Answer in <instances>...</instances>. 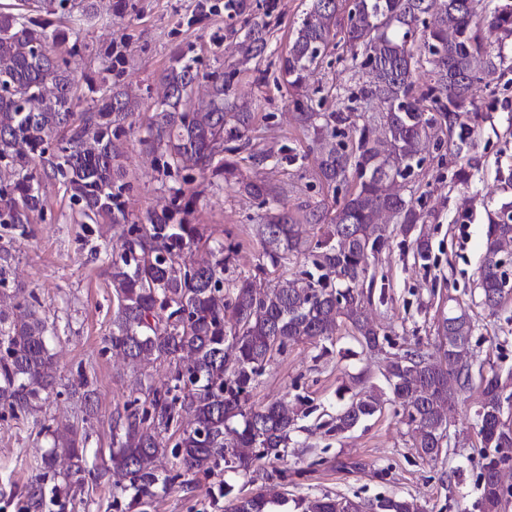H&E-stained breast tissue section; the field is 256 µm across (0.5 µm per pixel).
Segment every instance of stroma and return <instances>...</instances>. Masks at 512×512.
<instances>
[{
  "label": "stroma",
  "instance_id": "stroma-1",
  "mask_svg": "<svg viewBox=\"0 0 512 512\" xmlns=\"http://www.w3.org/2000/svg\"><path fill=\"white\" fill-rule=\"evenodd\" d=\"M225 2L98 0L96 18L67 16L54 25L68 33L63 61L80 108L90 104V77L131 89L138 98L123 137L122 159L123 200L133 220L144 221L149 212L169 205L173 189H182L193 200L190 222L204 230L210 245L232 254L226 281L247 276L255 287L266 288L300 267H275L264 257L255 233L264 212L259 200L235 183L208 174L170 177L154 163L145 140L161 75L179 51L195 56L201 72L231 73L233 92L249 102L254 114L245 140L233 143L241 176L284 187L293 210L331 202L333 195L319 173L309 134L294 120L298 104L332 111L343 105V92L363 84L367 75L335 38L303 88L293 90L281 60L309 0H251L250 11L242 15ZM254 24L266 26L269 51L259 61L237 66V42ZM474 103L483 116L478 137L438 140L414 186L422 197L425 222L420 230L430 243L431 262L415 261L412 236L394 232L376 265L371 312L387 336V353L414 346L431 352L438 343V319L447 314L450 299H458L477 323L470 340L475 359L505 372L512 370V299L490 313L479 302L476 280L487 213L503 195L498 173L512 167V84L496 79L481 84ZM254 146L273 148L276 155L255 165L249 158ZM462 166L471 174L468 183H451V173ZM42 193L44 209L31 224L0 228V249L12 256L10 282L33 294L55 327L58 386L36 414L16 417L0 408V512H27L28 488L39 478L45 487L43 512H228L230 501L222 494L227 483L238 494L263 486L292 498L402 494L415 498L424 512H464L476 501V393L459 398L448 414L461 447L435 462L419 457L403 409L394 402L345 437L326 434L323 424L336 407L341 382L363 372L377 386L385 384L381 358L361 354L345 332L327 355L306 341L289 343L249 391V405L284 399L304 411L286 459L260 460L246 475L218 468L193 475L184 485L159 484L142 507L114 496L115 478L108 470L112 412L139 397L141 385L162 386L166 368L156 364L136 371L113 354L112 285L105 258L118 242L110 230L75 223L57 185L44 184ZM82 374L94 391L90 414L76 391ZM68 422L83 424L89 435L83 479L65 478L62 463L55 477L41 478V459L51 445L43 428Z\"/></svg>",
  "mask_w": 512,
  "mask_h": 512
}]
</instances>
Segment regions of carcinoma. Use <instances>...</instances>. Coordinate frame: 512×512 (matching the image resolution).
Here are the masks:
<instances>
[{
	"mask_svg": "<svg viewBox=\"0 0 512 512\" xmlns=\"http://www.w3.org/2000/svg\"><path fill=\"white\" fill-rule=\"evenodd\" d=\"M347 3V23L339 18ZM480 0H310L282 60L288 84L298 89L319 63L336 29L352 60H361L369 81L350 91L347 101L383 103L384 109L358 123L354 108L338 112L297 113L312 134L320 172L333 193L345 189L332 218L319 205L302 214L281 204L282 192L264 181L245 190L267 205L258 232L265 258L274 266L307 255L310 270L279 279L265 289L249 279L224 295V272L232 256L209 249L210 259L194 264L185 251L207 246L198 225L176 214L190 205L148 213L146 223L130 220L122 201L121 140L134 101L125 90L87 79L93 105L76 111L74 82L49 46L59 48L67 34L48 31L51 15L90 17L97 0H21L0 9V226L31 223L41 209V187L63 189L81 223L112 227L121 241L108 257L112 283V349L133 364L167 365L163 389L145 386L136 398L112 413L110 470L120 477L116 495L141 501L159 483L157 462L179 460L176 477L210 473L222 466L249 471L263 457L287 456L291 434L302 414L297 405L277 400L247 406L249 388L266 364L290 342H333L343 328L352 331L362 351L380 355V328L368 313L360 282L370 259L389 247V223L409 233L422 219L413 197L402 189L415 182L427 160L434 125L471 137L482 116L473 108L478 86L512 68L506 57L489 52L479 34L487 25L512 36V0L493 11ZM264 27H250L237 43V64L264 56ZM432 65L429 83L416 85L422 62ZM206 79L211 93L191 112L182 103L194 84ZM162 96L152 112L149 145L164 158V173L197 171L238 180V162L224 157V142L243 136L252 117L249 107L230 98L224 72L202 74L196 59L175 56L161 76ZM438 113L439 117L432 116ZM324 224L323 239L308 247L298 225ZM512 200L497 208L479 267L481 304L496 313L512 295ZM20 313L0 308V408L26 415L41 407L57 385L48 336L54 326L33 302L17 303ZM475 321L451 308L438 323L441 345L433 357L408 348L384 360L386 387L353 376L336 390V414L328 431L341 437L382 411L390 400L401 403L412 426L420 456L436 461L451 445L448 410L477 387L475 411L481 453L477 461L479 512H502L512 497L503 473L512 469V427L502 415L512 407V371L473 370L470 338ZM43 430L53 438L42 469L56 470L58 453L70 466L66 477L85 472V438L77 426ZM230 512H424L417 501L392 494L373 500L342 495L289 500L260 488L231 500Z\"/></svg>",
	"mask_w": 512,
	"mask_h": 512,
	"instance_id": "carcinoma-1",
	"label": "carcinoma"
}]
</instances>
